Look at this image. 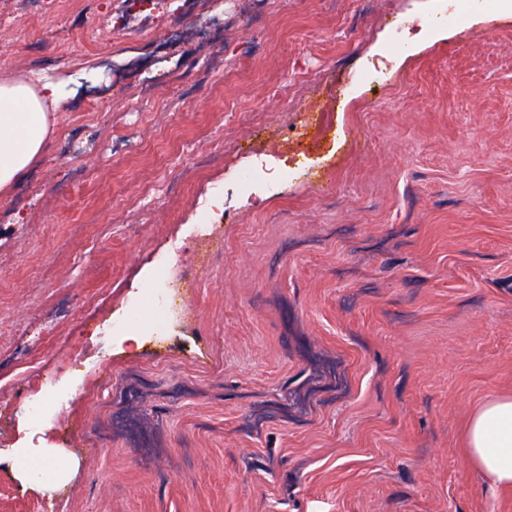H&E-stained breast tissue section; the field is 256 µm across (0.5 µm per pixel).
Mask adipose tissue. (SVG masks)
Instances as JSON below:
<instances>
[{"instance_id":"obj_1","label":"adipose tissue","mask_w":512,"mask_h":512,"mask_svg":"<svg viewBox=\"0 0 512 512\" xmlns=\"http://www.w3.org/2000/svg\"><path fill=\"white\" fill-rule=\"evenodd\" d=\"M69 86L67 80L49 77L0 81V200L11 197L42 154ZM467 451L491 483L512 487V397L488 400L473 413Z\"/></svg>"}]
</instances>
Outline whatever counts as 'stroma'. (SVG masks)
Returning a JSON list of instances; mask_svg holds the SVG:
<instances>
[{
  "label": "stroma",
  "instance_id": "1",
  "mask_svg": "<svg viewBox=\"0 0 512 512\" xmlns=\"http://www.w3.org/2000/svg\"><path fill=\"white\" fill-rule=\"evenodd\" d=\"M438 6L0 0V79L82 77L0 204V512H512L465 439L512 395V12L385 57ZM183 243L179 321L119 347ZM235 177L242 187L243 199L251 200L254 188L259 185L264 177L263 164L239 169ZM52 405L53 397L42 387L29 394L25 400L28 422L38 425L49 414Z\"/></svg>",
  "mask_w": 512,
  "mask_h": 512
}]
</instances>
